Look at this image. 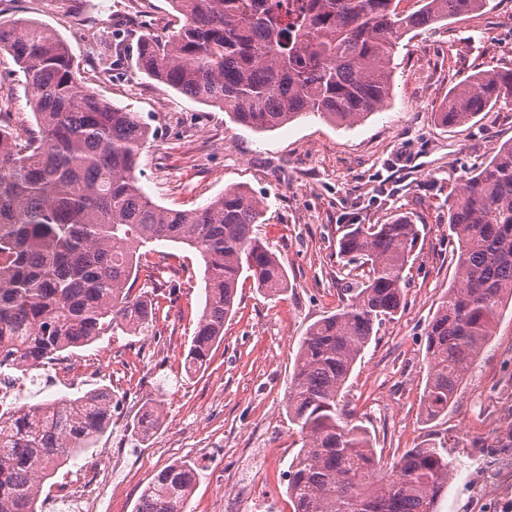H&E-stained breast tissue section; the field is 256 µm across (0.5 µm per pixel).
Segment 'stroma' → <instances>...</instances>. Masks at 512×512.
Returning a JSON list of instances; mask_svg holds the SVG:
<instances>
[{"label": "stroma", "instance_id": "stroma-1", "mask_svg": "<svg viewBox=\"0 0 512 512\" xmlns=\"http://www.w3.org/2000/svg\"><path fill=\"white\" fill-rule=\"evenodd\" d=\"M127 2L0 0V20L22 17L54 28L88 86L141 114L154 136L139 157V179L157 205L193 209L238 185L262 197L263 222L254 231L285 265L288 290L271 297L252 281L241 283L223 341L194 372L185 362L204 306L202 261L180 244L140 247L135 287L156 293L153 328L118 330L75 349L56 381L20 397L30 406L106 389L125 403L94 448L44 483L40 512H71L79 490L94 498L96 512H135L151 478L183 460L197 471L188 512H224L225 499L257 461L259 496L241 503V512H293L286 472L304 439L286 406L298 342L335 310L349 280L337 249L343 225L382 224L397 214L421 231L404 271L405 306L365 348L344 402L383 458L430 440L459 461L438 512H512L511 309L447 414L428 423L421 416L427 327L454 276L448 196L512 141V111L493 108L457 126L441 125L434 114L468 76L512 69V0H489L478 13L402 38L391 95L361 123L346 127L309 115L262 132L141 72V36H167L177 20L168 0H136L158 24L129 25ZM85 11L99 16L96 29L74 25ZM29 98L21 68L0 53V110L16 130L35 123ZM148 412L158 419L149 434L140 428ZM265 448L269 456L258 460Z\"/></svg>", "mask_w": 512, "mask_h": 512}]
</instances>
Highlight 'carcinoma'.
<instances>
[{"instance_id":"carcinoma-1","label":"carcinoma","mask_w":512,"mask_h":512,"mask_svg":"<svg viewBox=\"0 0 512 512\" xmlns=\"http://www.w3.org/2000/svg\"><path fill=\"white\" fill-rule=\"evenodd\" d=\"M169 0L183 23L140 39L138 68L256 131L309 114L353 126L389 98L393 53L406 34L476 13L488 0ZM0 52L33 89L36 129L14 132L0 115V366L45 365L117 329L145 331L157 304L133 292L138 247L185 244L204 262L205 303L187 359L198 371L224 339L237 288L288 291L278 256L254 234L263 199L237 186L190 210L161 207L143 191L137 161L151 131L138 112L87 86L67 41L26 18L0 21ZM512 110V70H487L453 88L444 125L488 107ZM419 236L406 215L348 224L338 255L367 269L336 310L299 342L288 418L305 439L288 467L293 512H436L459 464L430 442L388 463L340 407L374 328L403 307V271ZM454 283L427 328L422 408L448 412L512 304V142L474 169L448 207ZM112 394L94 391L0 414V512H37L44 481L93 447ZM194 469L176 462L148 485L136 512H187Z\"/></svg>"}]
</instances>
